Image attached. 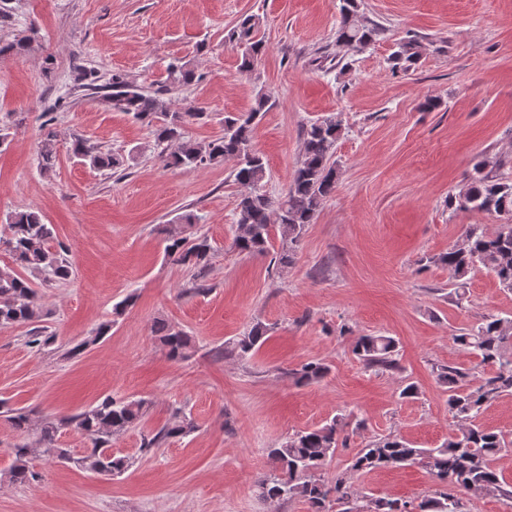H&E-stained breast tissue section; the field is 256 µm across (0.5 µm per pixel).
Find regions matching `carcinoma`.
Returning <instances> with one entry per match:
<instances>
[{
	"label": "carcinoma",
	"instance_id": "1",
	"mask_svg": "<svg viewBox=\"0 0 512 512\" xmlns=\"http://www.w3.org/2000/svg\"><path fill=\"white\" fill-rule=\"evenodd\" d=\"M339 26L336 43L348 48L363 49L377 42L384 29L359 11L358 0H339ZM259 18L248 15L229 29L225 42L241 51L240 67L251 71L264 53V45L256 38ZM420 45L414 39L396 45L388 61L394 71L407 72L417 64ZM169 73L179 84L188 85L199 79L195 70L183 63L169 65ZM111 91L104 101L111 109L123 112L152 128L159 157L168 165L197 169L231 160L234 180L243 188L236 205V224L240 234L236 247L250 255L268 252L272 232L280 234L282 251L278 263L293 261L306 226L313 223L323 202L336 192L337 167L333 160L342 121L335 116L317 120L303 131L301 160L286 193L278 198L263 190L267 167L254 148V125L267 111L269 97L260 95L249 112L224 117V133L210 141L193 140L185 126L193 120L206 118L197 107L174 111L159 95L135 86L120 76L112 78ZM70 152L93 168L117 170L124 157L104 152L89 140L75 137ZM54 133L49 131L42 141L39 164L48 169L55 164ZM498 162L479 160L464 177L458 194L448 198V206L462 211L494 212L512 216V180H505L488 170ZM52 225L44 222L34 210L9 217L7 236H0V247L11 255L15 265L38 277L43 284L66 280L71 275L68 260L52 249ZM165 253L172 260L190 268L207 265L212 246L204 235L165 232ZM425 262L445 267L455 286L457 300L464 298L468 276L478 268L494 274L502 288L512 292V223L501 224L489 231L483 224H467L460 239L447 252L428 256ZM41 296L31 282L12 269H0V325H30L41 317ZM268 329L256 324L248 332L225 343L224 353L245 357L259 350L267 341ZM161 345L173 358L184 357L191 348V339L164 323L155 327ZM464 351L476 356L478 362L436 367L437 383L448 393V410L458 422L455 432L436 448H417L393 434L374 436L365 441L353 456L349 471L359 473L380 467H402L419 464L441 485L463 494H493L506 503L512 502V486L507 484L496 467L499 457L512 452V440L480 423V416L495 401L512 395V317L488 313L473 327L453 336ZM352 353L371 369H399L398 342L391 336L363 335L351 339ZM487 367L486 375L480 369ZM329 372L327 364L309 361L293 372L296 383L309 385L321 381ZM145 402L141 399L116 400L106 397L70 416L43 418L36 430L38 447L15 449L11 472L14 481L24 483L32 477L28 457L44 452L62 463L97 471L120 473L130 466L124 456L106 455L102 448L112 436L132 429L144 417ZM64 425H73L91 441L87 454L75 457L66 448L56 447V434ZM348 423L335 417L314 429L298 431L279 446L270 449L273 468L257 480L259 495L270 502L302 498L310 512H331L333 505L343 512L357 500V489L347 474L328 482L320 471L334 457L336 450L346 447ZM195 430L185 417L163 425L144 448L159 446L171 438L186 436ZM366 512H462L461 499L439 491L414 505L398 499L379 498L366 506Z\"/></svg>",
	"mask_w": 512,
	"mask_h": 512
}]
</instances>
